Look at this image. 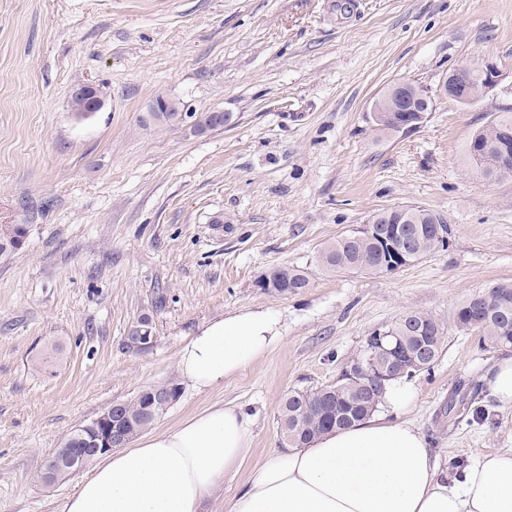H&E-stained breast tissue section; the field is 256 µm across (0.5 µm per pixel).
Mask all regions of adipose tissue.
Here are the masks:
<instances>
[{"label": "adipose tissue", "instance_id": "1", "mask_svg": "<svg viewBox=\"0 0 512 512\" xmlns=\"http://www.w3.org/2000/svg\"><path fill=\"white\" fill-rule=\"evenodd\" d=\"M280 339L268 312L235 314L192 337L179 371L196 389L218 388ZM415 397L413 386L394 381L384 395L390 415L273 454L227 512H512V454L447 477L421 430L398 417ZM248 425L239 408L217 404L113 449L82 476L64 512H200L241 465Z\"/></svg>", "mask_w": 512, "mask_h": 512}]
</instances>
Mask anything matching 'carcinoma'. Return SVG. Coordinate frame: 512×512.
<instances>
[{
    "label": "carcinoma",
    "mask_w": 512,
    "mask_h": 512,
    "mask_svg": "<svg viewBox=\"0 0 512 512\" xmlns=\"http://www.w3.org/2000/svg\"><path fill=\"white\" fill-rule=\"evenodd\" d=\"M448 79L455 80L454 74ZM457 81V80H455ZM460 92L479 95L482 87L481 65L472 63L465 78L457 81ZM406 102V107L416 111L432 101L423 97L419 84L411 82L401 91L382 100L378 111L389 112ZM157 121L141 119V125L150 129H170L182 122L179 112H157ZM495 128L482 127L475 131L465 148L468 163L485 178L497 176L500 159L508 156L512 161V108H503ZM232 122L228 112H201L196 114L194 130L199 133L222 128ZM437 214L429 209L407 205L403 215L386 208L368 218L365 229H352L326 245L319 253L318 262L330 272L350 271L378 273L381 259L380 237L386 235L393 223L400 220L408 226L407 261L415 260L439 249L431 233ZM28 224H10L0 230V256L20 249L29 232ZM256 286L265 292L278 294L298 293L310 286L307 273L295 267H275L266 272ZM483 311L475 313L477 306ZM459 331L477 332L480 340L490 347L512 346V282H498L482 292L465 299L455 310L451 320L444 323L422 312H410L394 324L383 329L391 338H400L409 349L426 347L427 357L417 363L397 366L389 373L368 375L361 369L372 353L365 343L351 360L350 373H341L336 383L315 390H292L284 399L279 415L280 434L287 448H300L318 435L333 429H343L363 421L375 413L382 402L388 382L428 371L439 356L449 327ZM166 395V402L173 404L180 397V389L172 381L151 387L125 401L126 414L139 425H150L157 416L159 398L155 390ZM477 388L467 389L459 384L448 401V417L462 421L470 412Z\"/></svg>",
    "instance_id": "carcinoma-1"
}]
</instances>
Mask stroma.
<instances>
[{
	"label": "stroma",
	"instance_id": "35a3bbf8",
	"mask_svg": "<svg viewBox=\"0 0 512 512\" xmlns=\"http://www.w3.org/2000/svg\"><path fill=\"white\" fill-rule=\"evenodd\" d=\"M490 60L512 73V0H0V224H25L0 257V512H62L79 478L40 474L78 425L112 402L179 381L178 353L204 326L262 309L281 341L214 391L181 386L155 424L224 402L250 416V446L208 512L280 451L277 416L294 389L336 382L365 338L409 312L451 319L467 297L512 281V174L465 160L487 121L440 90L450 69ZM434 110L392 137L366 119L395 80ZM97 112H75L79 85ZM181 102L175 129H143L156 97ZM232 113L205 133L193 114ZM441 216L449 246L384 275L329 272L320 250L376 210ZM304 269L296 294L257 288ZM163 308H155L157 294ZM149 316L154 343L125 346ZM511 354L450 330L407 417L442 471L512 452V405L486 386ZM480 413L447 414L460 383ZM74 94H77L78 96ZM74 94L71 99V108L73 111L80 110L82 112H97L103 106V99L101 97L100 91L92 84L81 85ZM79 96H85L90 99L89 101L91 102V108L89 110L84 111L90 104L89 101ZM265 292L278 294L298 293L310 286L307 273L295 267H275L266 272L256 283Z\"/></svg>",
	"mask_w": 512,
	"mask_h": 512
}]
</instances>
